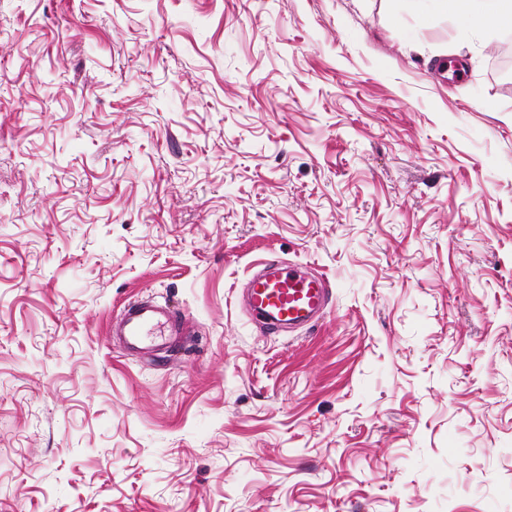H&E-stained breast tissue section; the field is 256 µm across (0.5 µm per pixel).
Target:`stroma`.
I'll return each instance as SVG.
<instances>
[{"mask_svg": "<svg viewBox=\"0 0 512 512\" xmlns=\"http://www.w3.org/2000/svg\"><path fill=\"white\" fill-rule=\"evenodd\" d=\"M505 46L427 0H0V512H512ZM268 260L322 319H250ZM141 298L187 323L133 357Z\"/></svg>", "mask_w": 512, "mask_h": 512, "instance_id": "stroma-1", "label": "stroma"}]
</instances>
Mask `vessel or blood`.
<instances>
[{
	"instance_id": "1",
	"label": "vessel or blood",
	"mask_w": 512,
	"mask_h": 512,
	"mask_svg": "<svg viewBox=\"0 0 512 512\" xmlns=\"http://www.w3.org/2000/svg\"><path fill=\"white\" fill-rule=\"evenodd\" d=\"M330 297L325 279L284 266L275 272L254 275L246 291L248 311L254 320L271 329L304 326L316 320ZM181 319L149 300L128 303L112 333L131 354L171 346L180 333Z\"/></svg>"
}]
</instances>
